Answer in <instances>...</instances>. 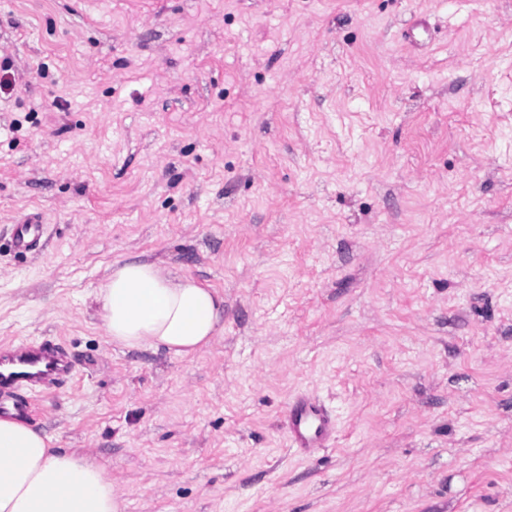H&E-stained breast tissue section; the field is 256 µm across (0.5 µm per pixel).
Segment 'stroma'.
Here are the masks:
<instances>
[{"mask_svg": "<svg viewBox=\"0 0 512 512\" xmlns=\"http://www.w3.org/2000/svg\"><path fill=\"white\" fill-rule=\"evenodd\" d=\"M4 59L0 346L74 356L32 423L124 512H512V0H0ZM140 253L210 348L109 342ZM112 344L190 356L224 333V294L138 255L112 264L94 296ZM293 448H323L336 440V417L313 393L293 397L283 412Z\"/></svg>", "mask_w": 512, "mask_h": 512, "instance_id": "1", "label": "stroma"}]
</instances>
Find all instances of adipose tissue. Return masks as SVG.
I'll return each instance as SVG.
<instances>
[{"mask_svg": "<svg viewBox=\"0 0 512 512\" xmlns=\"http://www.w3.org/2000/svg\"><path fill=\"white\" fill-rule=\"evenodd\" d=\"M96 312L112 344L190 356L224 332V296L192 275L133 255L99 285ZM0 512H122V497L88 454L0 417Z\"/></svg>", "mask_w": 512, "mask_h": 512, "instance_id": "obj_1", "label": "adipose tissue"}]
</instances>
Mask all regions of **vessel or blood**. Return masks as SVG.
I'll list each match as a JSON object with an SVG mask.
<instances>
[{
  "mask_svg": "<svg viewBox=\"0 0 512 512\" xmlns=\"http://www.w3.org/2000/svg\"><path fill=\"white\" fill-rule=\"evenodd\" d=\"M69 378L68 356L54 339L0 349V414L28 416L32 403L23 393L25 387L55 388ZM283 421L292 447L300 450L322 448L336 439V418L313 393L293 397L283 412Z\"/></svg>",
  "mask_w": 512,
  "mask_h": 512,
  "instance_id": "vessel-or-blood-1",
  "label": "vessel or blood"
}]
</instances>
